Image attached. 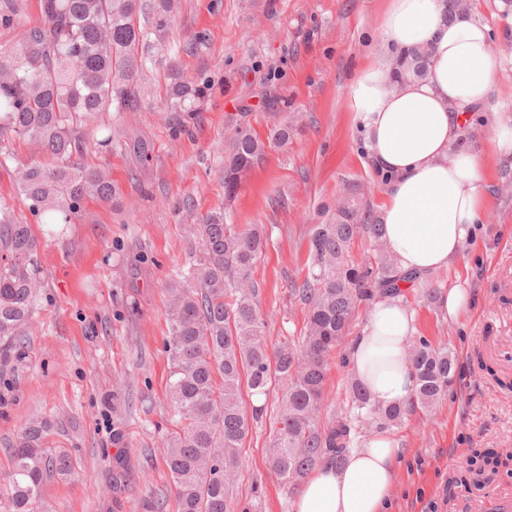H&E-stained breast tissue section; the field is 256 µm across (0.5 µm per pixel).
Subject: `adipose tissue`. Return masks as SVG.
Returning <instances> with one entry per match:
<instances>
[{"label":"adipose tissue","mask_w":512,"mask_h":512,"mask_svg":"<svg viewBox=\"0 0 512 512\" xmlns=\"http://www.w3.org/2000/svg\"><path fill=\"white\" fill-rule=\"evenodd\" d=\"M445 0H386L381 33L389 46L428 54V74L394 80L390 64H365L347 88L368 155L387 174L376 216L399 272L447 268L472 239L490 196L484 154L457 150L475 111L501 104L491 28L472 10L446 19ZM414 316L403 297H380L349 343L346 367L373 405H408L416 379L409 361ZM403 450L371 433L342 465L316 469L292 512H385Z\"/></svg>","instance_id":"adipose-tissue-1"}]
</instances>
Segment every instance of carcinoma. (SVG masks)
<instances>
[{
  "label": "carcinoma",
  "mask_w": 512,
  "mask_h": 512,
  "mask_svg": "<svg viewBox=\"0 0 512 512\" xmlns=\"http://www.w3.org/2000/svg\"><path fill=\"white\" fill-rule=\"evenodd\" d=\"M42 20L23 19L17 0L0 3V28L18 29L0 44V155L6 143L24 139L47 155L42 164L14 170L29 211L58 224L70 223L87 198L109 200L115 187L111 171L84 161L83 131L101 112H125L143 101L142 75L151 52H179L168 39L171 15L179 0H40ZM397 76L427 75L426 54L397 55ZM209 84L188 81L172 71L167 90L170 112H197ZM264 143L238 127L224 162V196L237 194L243 177L259 163ZM313 229L311 268L294 291L308 305L301 344L285 342L268 350L257 311L259 287L252 268L266 247L262 228L240 230L226 213L213 211L193 225L202 256L191 270L167 286L171 362L168 392L175 408L164 461L176 491L178 512H233L230 490L244 440L266 414V406L247 405L245 397L269 394L280 381L285 392L277 427L268 444V466L296 485L317 466L340 465L352 443L350 420L320 422L327 383L328 356L346 335L355 309L377 298L400 294L399 282L418 277L397 272L383 243V225L363 200L360 186L343 196ZM376 242L374 261L351 259L355 238ZM39 243L14 211L0 207V364L17 353L31 332L42 288L38 277ZM416 387L410 407L372 405L363 388L353 387V403L366 410L378 430L399 425L417 409L432 411L445 397L455 372L448 348L420 339L411 346ZM50 423L31 420L13 444V466L0 480V512H36L46 480L64 475L70 460L46 446ZM511 454L476 451L470 483L508 466Z\"/></svg>",
  "instance_id": "cac0c4a2"
}]
</instances>
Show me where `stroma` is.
Segmentation results:
<instances>
[{
	"label": "stroma",
	"mask_w": 512,
	"mask_h": 512,
	"mask_svg": "<svg viewBox=\"0 0 512 512\" xmlns=\"http://www.w3.org/2000/svg\"><path fill=\"white\" fill-rule=\"evenodd\" d=\"M469 6L492 28L505 92L501 118L512 119V7L505 0ZM384 7V0H182L170 31L193 48L148 63L150 98L136 110L100 114L114 149L87 159L110 166L118 193L110 202L84 201L71 223L45 224L30 214L14 169L43 155L36 144L13 140L10 160L0 165V205L14 208L37 238L43 287L34 333L17 362L0 366V477L12 468L17 433L34 416L51 422L48 448L67 451L73 465L45 484L38 512H143V501L156 493L166 496L163 512H177L162 448L174 413L163 348L166 285L201 256L187 232L199 217L221 209L239 228H265L268 247L252 270L264 338L273 348L303 335L307 309L293 285L308 273L322 207L354 183L373 206L383 190L345 93L367 56L387 57ZM175 68L210 82L199 112L166 111ZM287 122L298 128L288 146L268 143L270 131ZM238 126L267 146L229 200L224 157ZM137 143L144 154L134 153ZM489 179L491 202L475 239L407 297L417 336L448 347L457 372L433 413L410 414L391 430L404 454L390 512H449L474 450L512 451V154L499 159ZM458 284L470 288L473 303L457 318L422 297L424 289L442 293ZM369 311L355 310L347 339L328 358L323 421L352 412L345 354ZM479 353L496 376L478 369ZM282 395V387L271 390L267 413L240 455L234 494L251 512H291L296 489L266 458ZM118 420L125 433L119 447L112 443Z\"/></svg>",
	"instance_id": "1"
}]
</instances>
